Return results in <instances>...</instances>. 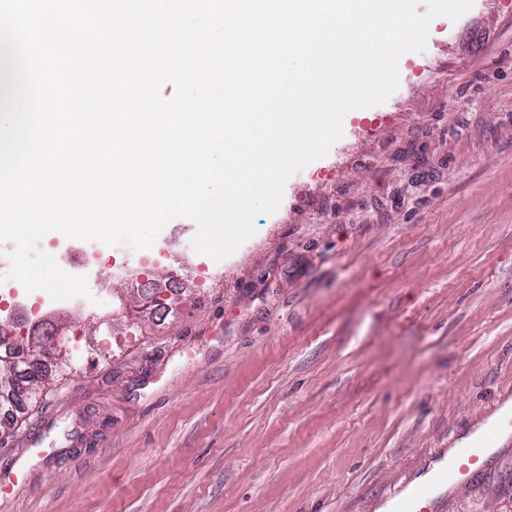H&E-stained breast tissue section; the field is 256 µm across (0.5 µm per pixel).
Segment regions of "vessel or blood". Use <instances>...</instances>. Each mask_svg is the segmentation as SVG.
Here are the masks:
<instances>
[{"label":"vessel or blood","instance_id":"b4317fda","mask_svg":"<svg viewBox=\"0 0 512 512\" xmlns=\"http://www.w3.org/2000/svg\"><path fill=\"white\" fill-rule=\"evenodd\" d=\"M512 429V412L500 413L495 422L487 427L474 442L458 443L442 466L434 470L430 478L422 483L403 482L390 498L394 512H435L438 500L437 487L450 484L456 487L466 485L485 463L484 451L496 447L500 432Z\"/></svg>","mask_w":512,"mask_h":512}]
</instances>
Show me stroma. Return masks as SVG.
Segmentation results:
<instances>
[{
	"instance_id": "1",
	"label": "stroma",
	"mask_w": 512,
	"mask_h": 512,
	"mask_svg": "<svg viewBox=\"0 0 512 512\" xmlns=\"http://www.w3.org/2000/svg\"><path fill=\"white\" fill-rule=\"evenodd\" d=\"M399 76L225 260L186 218L150 266L92 242L100 305L42 314L72 370L0 408V471L40 440L0 512H380L512 402V0L434 19ZM438 512H512V439Z\"/></svg>"
}]
</instances>
